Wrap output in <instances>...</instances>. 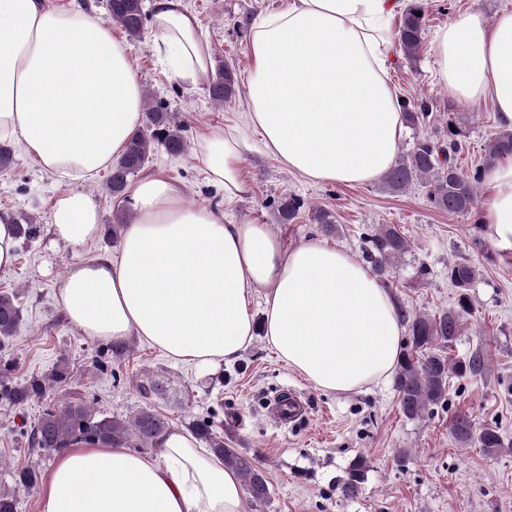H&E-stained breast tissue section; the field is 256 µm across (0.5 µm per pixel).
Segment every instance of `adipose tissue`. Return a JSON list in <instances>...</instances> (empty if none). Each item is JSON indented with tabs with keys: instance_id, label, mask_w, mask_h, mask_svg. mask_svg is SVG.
<instances>
[{
	"instance_id": "adipose-tissue-1",
	"label": "adipose tissue",
	"mask_w": 512,
	"mask_h": 512,
	"mask_svg": "<svg viewBox=\"0 0 512 512\" xmlns=\"http://www.w3.org/2000/svg\"><path fill=\"white\" fill-rule=\"evenodd\" d=\"M402 0H292L253 25L242 125L204 135L197 155L228 198L245 194L241 166L261 149L315 184H366L394 163L404 133L389 82L392 19ZM153 43L173 77L207 76L212 49L184 0H152ZM436 78L469 104L494 102L512 127V6L493 23L472 13L435 34ZM145 120L128 46L91 0H0V142H22L57 178H93L121 156ZM486 238L512 258V155L483 173ZM119 256L77 257L57 290L69 324L89 339L137 336L173 361L216 367L239 357L263 327L280 360L325 393L387 380L404 328L396 300L361 258L321 240L293 246L267 225L230 222L187 206L163 171L128 188ZM47 232L82 247L101 232L90 195L61 191ZM263 293L262 325L248 304ZM236 471L187 431L146 455L104 442L60 451L43 512H244Z\"/></svg>"
}]
</instances>
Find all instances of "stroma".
Instances as JSON below:
<instances>
[{"mask_svg": "<svg viewBox=\"0 0 512 512\" xmlns=\"http://www.w3.org/2000/svg\"><path fill=\"white\" fill-rule=\"evenodd\" d=\"M512 0H427L424 40L417 61L396 54L389 73L396 94L428 102L426 133L446 136L456 126L461 147L455 158L465 171L485 165L500 129L491 99L467 105L449 97L435 79L433 39L454 17L478 13L493 21ZM210 40L214 60L233 66L245 78L250 66L248 40L253 21L262 13L286 9L290 0H184ZM129 58L146 96L172 114L181 126L188 150L177 157L151 155L148 169H160L179 182L190 206L222 210L228 220L268 225L286 244L309 238L361 253L364 233L393 224L410 249L395 262L385 283L397 302L417 314L435 315L455 303L448 265L473 263L479 275L470 294L475 312L465 320L449 355L468 358L481 352L484 370L473 378L450 377L446 403L421 417L406 419L393 383L372 384L351 394L316 390L274 354L263 334L236 360L211 370L176 364L138 338L113 356L111 371L99 370L94 357L99 342L79 335L64 319L56 288L68 273L77 250L50 247L44 236L20 245L17 261L0 271V294L16 296L22 310L18 336L0 348V360L15 364V381L50 373L67 363L71 377L65 392L95 403L107 415L132 417L152 406L167 416L171 428L185 429L198 419L213 423L217 435L238 451L256 457L271 491L267 505L245 504V512H512V260H503L491 243L476 247L473 215L434 209L422 184L392 194L382 182L362 185L311 184L260 151L247 153L241 176L246 195L225 201L212 185L194 147L205 134L237 124L247 110L244 91L217 104L208 80L190 85L172 78L154 51L149 36L128 41ZM15 162L0 173V209L27 214L45 225L56 195L64 188L42 172L13 143ZM295 196L303 206L289 224L278 221L281 199ZM329 209L338 231L323 235L312 215ZM429 273L419 277V266ZM157 380L164 395L144 399L141 384ZM300 395L305 411L288 427L268 418L266 410L278 391ZM49 402L32 401L21 409L0 407V490H14L18 512H42L41 489L15 488L11 473L36 464L50 473L56 454L30 450L25 432ZM467 413L476 426H499L511 445L489 453L460 443L450 429L455 414ZM364 457L368 471L361 493L343 497L339 484L350 463Z\"/></svg>", "mask_w": 512, "mask_h": 512, "instance_id": "35a3bbf8", "label": "stroma"}]
</instances>
